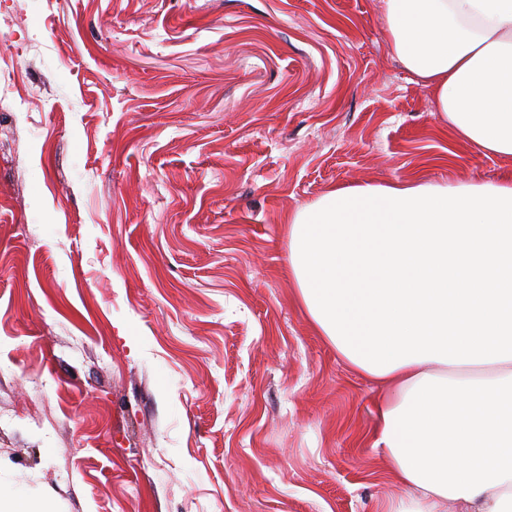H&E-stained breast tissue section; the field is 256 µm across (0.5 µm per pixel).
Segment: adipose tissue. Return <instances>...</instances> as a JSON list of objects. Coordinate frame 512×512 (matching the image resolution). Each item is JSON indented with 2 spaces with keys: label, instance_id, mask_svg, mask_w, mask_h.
<instances>
[{
  "label": "adipose tissue",
  "instance_id": "1",
  "mask_svg": "<svg viewBox=\"0 0 512 512\" xmlns=\"http://www.w3.org/2000/svg\"><path fill=\"white\" fill-rule=\"evenodd\" d=\"M389 44L452 137L512 156V0H382ZM288 275L377 383L387 512H512V172L329 190L289 213Z\"/></svg>",
  "mask_w": 512,
  "mask_h": 512
}]
</instances>
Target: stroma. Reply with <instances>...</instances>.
<instances>
[{"mask_svg":"<svg viewBox=\"0 0 512 512\" xmlns=\"http://www.w3.org/2000/svg\"><path fill=\"white\" fill-rule=\"evenodd\" d=\"M0 63V486L54 512L406 497L284 217L512 157L453 140L381 0H0Z\"/></svg>","mask_w":512,"mask_h":512,"instance_id":"obj_1","label":"stroma"}]
</instances>
